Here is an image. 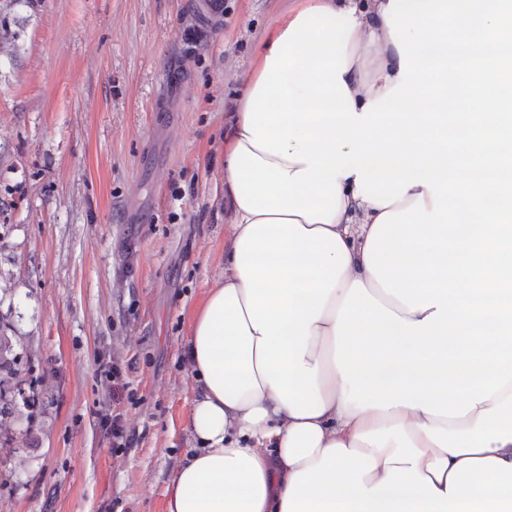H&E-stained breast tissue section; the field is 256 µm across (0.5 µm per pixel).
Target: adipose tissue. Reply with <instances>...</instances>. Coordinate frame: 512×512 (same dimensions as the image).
I'll return each mask as SVG.
<instances>
[{
    "instance_id": "ef3b65f1",
    "label": "adipose tissue",
    "mask_w": 512,
    "mask_h": 512,
    "mask_svg": "<svg viewBox=\"0 0 512 512\" xmlns=\"http://www.w3.org/2000/svg\"><path fill=\"white\" fill-rule=\"evenodd\" d=\"M512 0H296L224 134L166 512H512Z\"/></svg>"
}]
</instances>
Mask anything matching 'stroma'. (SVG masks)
Wrapping results in <instances>:
<instances>
[{"label":"stroma","mask_w":512,"mask_h":512,"mask_svg":"<svg viewBox=\"0 0 512 512\" xmlns=\"http://www.w3.org/2000/svg\"><path fill=\"white\" fill-rule=\"evenodd\" d=\"M284 4L0 0V321L28 397L0 414V512H165L198 446L185 341L224 276L229 106ZM101 424L112 436V447L127 448L129 446L130 438L119 413L105 414L101 418Z\"/></svg>","instance_id":"1"}]
</instances>
